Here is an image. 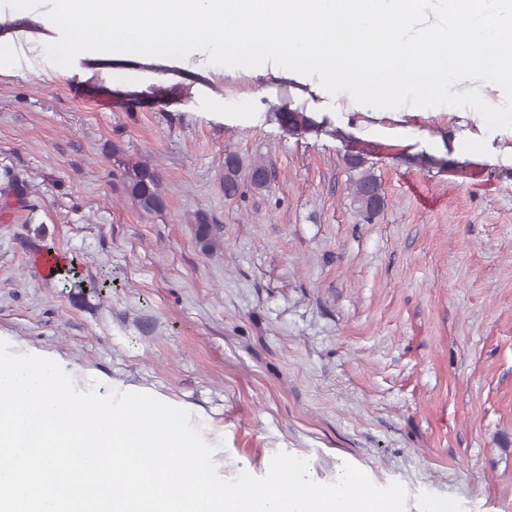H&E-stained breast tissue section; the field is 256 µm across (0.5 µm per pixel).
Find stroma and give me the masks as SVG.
<instances>
[{
	"mask_svg": "<svg viewBox=\"0 0 512 512\" xmlns=\"http://www.w3.org/2000/svg\"><path fill=\"white\" fill-rule=\"evenodd\" d=\"M0 20V336L206 418L225 477L284 451L321 483L346 462L401 483L406 512L426 495L512 512V163L453 153L435 107L406 117L413 144L347 132L365 105L289 132L290 81L198 53L137 74L95 52L59 73L44 11ZM77 75L102 82L78 99ZM353 157L384 194L368 221ZM136 162L159 179L150 211L127 189ZM49 245L63 263L44 275ZM242 169L240 158L229 153L224 157V194L233 197L239 189V174Z\"/></svg>",
	"mask_w": 512,
	"mask_h": 512,
	"instance_id": "1",
	"label": "stroma"
}]
</instances>
